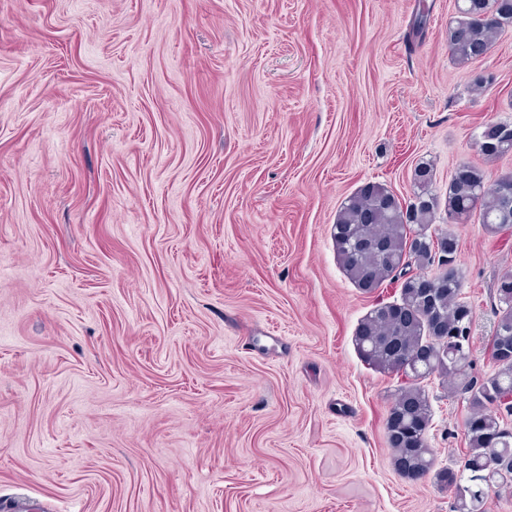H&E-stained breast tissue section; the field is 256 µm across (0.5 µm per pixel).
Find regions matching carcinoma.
Segmentation results:
<instances>
[{
    "mask_svg": "<svg viewBox=\"0 0 512 512\" xmlns=\"http://www.w3.org/2000/svg\"><path fill=\"white\" fill-rule=\"evenodd\" d=\"M509 26L512 0H461L448 24L449 53L456 63L469 64L485 56L496 33ZM479 140L498 145V153L487 154L489 160L512 152V122L488 124ZM505 182H512V173L488 185L482 169L463 163L441 199L432 191L433 168L422 162L414 169L412 202H402L383 184L368 182L346 198L334 224L336 257L355 287L367 294L387 282L400 288L399 299L376 303L354 335L365 363L406 379L386 418L395 469L405 478L433 473L436 483L454 491V512H484L483 486H507L488 481L487 464L512 459V436L498 413L512 395V358L500 355L502 347L512 346V273L503 274L496 286L490 342L495 372L480 381L469 378L474 313L461 296V280L425 277L427 270L442 264L445 254L459 250L458 239L451 232L432 234L429 229L441 208L455 223L478 216L490 235L511 229L512 202L497 190ZM435 374L468 395L471 417L479 420L467 428L466 478L449 467L434 469V451L427 443L432 410L423 382Z\"/></svg>",
    "mask_w": 512,
    "mask_h": 512,
    "instance_id": "cac0c4a2",
    "label": "carcinoma"
}]
</instances>
